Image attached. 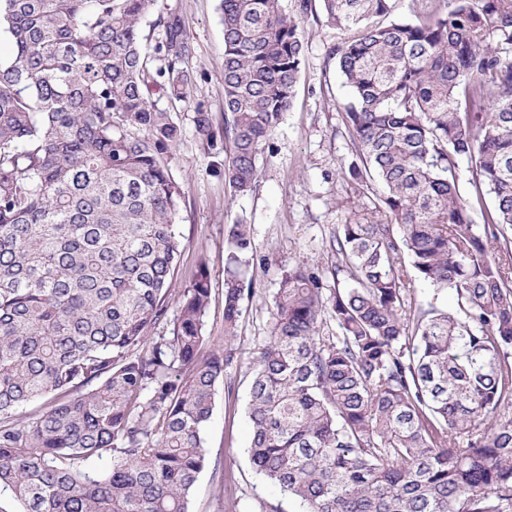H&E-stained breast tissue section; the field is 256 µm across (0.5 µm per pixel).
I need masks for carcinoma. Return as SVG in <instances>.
Listing matches in <instances>:
<instances>
[{
    "label": "carcinoma",
    "instance_id": "carcinoma-1",
    "mask_svg": "<svg viewBox=\"0 0 512 512\" xmlns=\"http://www.w3.org/2000/svg\"><path fill=\"white\" fill-rule=\"evenodd\" d=\"M153 2L0 0L14 45L0 63V488L23 512H188L255 294L239 219L224 347L202 357L206 263L172 291L194 47L177 13L143 47ZM396 2L220 0L224 119L196 104L197 148L233 195L257 188L296 95L302 20L320 11L345 32L330 55L351 95L346 173L376 215L337 225L329 273L282 270L250 461L303 512H512V261L498 256L512 250V0H411L413 19L383 22ZM418 281L453 290L455 310L412 304ZM163 323L170 335L149 336ZM49 395L65 400L15 417ZM103 455L106 470L85 467Z\"/></svg>",
    "mask_w": 512,
    "mask_h": 512
}]
</instances>
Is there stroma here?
Wrapping results in <instances>:
<instances>
[{"instance_id":"35a3bbf8","label":"stroma","mask_w":512,"mask_h":512,"mask_svg":"<svg viewBox=\"0 0 512 512\" xmlns=\"http://www.w3.org/2000/svg\"><path fill=\"white\" fill-rule=\"evenodd\" d=\"M218 5L219 0H155L140 23L142 34L155 41L163 33L160 18L175 12L185 21L195 47L188 68L196 80L191 102L177 110L184 124L199 100L215 121L223 119L224 34ZM303 28L296 97L263 155L256 190L231 197L223 173L212 170L209 157L193 141L180 146L173 162L184 199L172 287L177 292L190 287L199 264L207 263L211 300L204 330L214 346L224 344V241L237 219L250 224L254 248L246 275L255 294L243 300L245 313L234 339L237 361L217 388L213 414L203 430L210 462L198 477L189 512H301L298 502L256 473L247 454V407L256 358L267 342L270 300L281 267H330L334 258L326 243L336 225L366 224L374 218L367 198L342 173L352 160L342 125L350 95L329 56L341 33L310 18Z\"/></svg>"}]
</instances>
